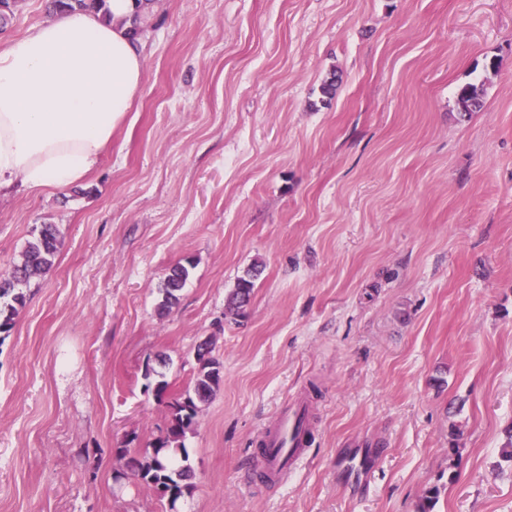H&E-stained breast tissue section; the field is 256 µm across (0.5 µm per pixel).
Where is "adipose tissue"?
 I'll return each mask as SVG.
<instances>
[{
	"instance_id": "1",
	"label": "adipose tissue",
	"mask_w": 512,
	"mask_h": 512,
	"mask_svg": "<svg viewBox=\"0 0 512 512\" xmlns=\"http://www.w3.org/2000/svg\"><path fill=\"white\" fill-rule=\"evenodd\" d=\"M111 21L58 13L0 48V189L83 183L141 91L146 58L129 32L148 0H109Z\"/></svg>"
}]
</instances>
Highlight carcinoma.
Masks as SVG:
<instances>
[{
	"mask_svg": "<svg viewBox=\"0 0 512 512\" xmlns=\"http://www.w3.org/2000/svg\"><path fill=\"white\" fill-rule=\"evenodd\" d=\"M22 0H0V30L5 28L19 11ZM53 12H92L101 19L110 21L112 14L108 0H49ZM461 115L467 116L481 110L483 102L478 89L473 85L462 86L457 93ZM60 244V231L54 224H44L28 242L22 259L6 276H0V342L10 336L18 309L25 304L26 296L20 286L49 268L55 259ZM189 269L176 264L169 269L164 281L163 300L159 311L165 312L178 300L184 288ZM258 270L247 272L239 279L236 288L225 301L228 312L242 316L250 302ZM197 372L193 386L168 404L169 418L163 435L150 444L141 455L130 454L127 448L116 449V455L126 461V473L152 488L160 497L173 495L180 500L194 489L193 468L184 440L197 423L201 405L207 403L224 379L223 363L212 356L210 341L199 343L195 349Z\"/></svg>",
	"mask_w": 512,
	"mask_h": 512,
	"instance_id": "cac0c4a2",
	"label": "carcinoma"
}]
</instances>
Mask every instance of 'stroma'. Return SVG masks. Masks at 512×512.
Listing matches in <instances>:
<instances>
[{"label": "stroma", "mask_w": 512, "mask_h": 512, "mask_svg": "<svg viewBox=\"0 0 512 512\" xmlns=\"http://www.w3.org/2000/svg\"><path fill=\"white\" fill-rule=\"evenodd\" d=\"M142 44L88 179L0 192V276L61 233L0 343V512H165L115 451L167 425L146 368L177 394L205 339L224 381L179 512H512V0H154ZM301 400L305 460L254 486ZM457 101L463 117L469 116L472 112H477L483 107V102L474 85H464L457 93ZM189 276V269L183 264H176L169 269L164 281L163 300L159 304V311L165 312L178 300V293L184 288ZM258 272L257 269L253 268V270L247 272L246 278L239 279L236 288L225 301V307L228 312L239 317L244 314L245 308L250 302L254 281L258 276Z\"/></svg>", "instance_id": "stroma-1"}]
</instances>
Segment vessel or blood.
<instances>
[{
    "label": "vessel or blood",
    "instance_id": "1",
    "mask_svg": "<svg viewBox=\"0 0 512 512\" xmlns=\"http://www.w3.org/2000/svg\"><path fill=\"white\" fill-rule=\"evenodd\" d=\"M305 414L301 406L284 410L276 424L265 430L263 441L266 448L257 454L254 462L261 486L282 483L292 468L304 458L302 433L297 423Z\"/></svg>",
    "mask_w": 512,
    "mask_h": 512
}]
</instances>
